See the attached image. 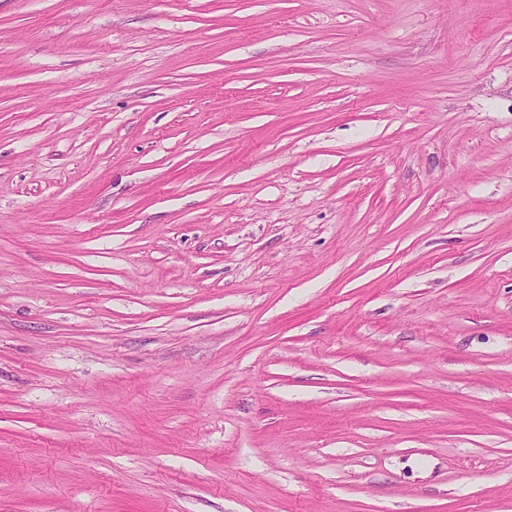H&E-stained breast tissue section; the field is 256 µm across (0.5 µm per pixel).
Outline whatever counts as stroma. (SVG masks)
Wrapping results in <instances>:
<instances>
[{
  "label": "stroma",
  "mask_w": 512,
  "mask_h": 512,
  "mask_svg": "<svg viewBox=\"0 0 512 512\" xmlns=\"http://www.w3.org/2000/svg\"><path fill=\"white\" fill-rule=\"evenodd\" d=\"M0 512H512V0H0Z\"/></svg>",
  "instance_id": "stroma-1"
}]
</instances>
